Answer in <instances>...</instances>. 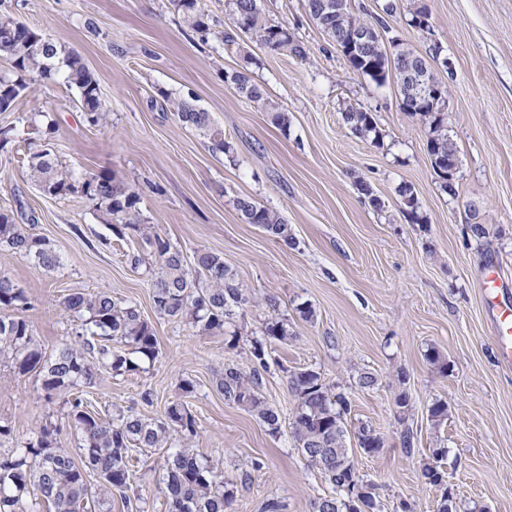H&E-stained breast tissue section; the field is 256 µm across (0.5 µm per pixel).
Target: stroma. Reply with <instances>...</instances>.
I'll use <instances>...</instances> for the list:
<instances>
[{
  "label": "stroma",
  "mask_w": 512,
  "mask_h": 512,
  "mask_svg": "<svg viewBox=\"0 0 512 512\" xmlns=\"http://www.w3.org/2000/svg\"><path fill=\"white\" fill-rule=\"evenodd\" d=\"M354 16L383 21L392 34L426 54L438 49L431 71L448 90V136L458 151L456 192L442 190L418 114L402 111L394 83L376 84L354 73L311 18L307 0H258L270 19L287 25L306 58L279 54L242 37L222 40L228 0H202L210 30L184 24L170 0H0L57 45L78 53L97 76L109 112L89 125L78 94L65 84H37L0 126L14 141L0 151V209L21 211L27 229L50 240L61 258L56 270L36 267L0 250V274L30 295L25 314L45 351L75 330L62 302L74 292H106L136 305L151 324L159 354L153 365L115 375L103 369L89 390L93 410L131 408L162 418L169 403L186 399L196 420L191 442L217 462L234 491L229 512H312L332 494L324 474L295 448L288 429L270 434L254 415L229 404L216 387L224 366L251 365V342L276 297L287 341L267 346L261 393L290 421L296 397L288 374L320 373L330 394L351 402L348 427H373L384 439L368 455L348 440L352 459L374 487L379 512H434L442 495L426 483L425 464L448 476L459 512H512V364L498 356V307L512 306V0H348ZM430 15L429 32L405 24L417 8ZM248 69L266 92L252 102L226 81ZM193 98L231 144L213 154L199 132L183 127L171 99ZM371 112L382 139L373 144L343 121L347 107ZM287 112L288 130L273 120ZM49 144L62 165L79 175L112 172L140 195L146 232L180 246L222 254L250 298L233 324L200 333L160 315L149 288V252L141 238L104 244L108 230L83 197L57 199L32 182L26 151ZM367 184L371 195L361 193ZM412 187L420 222L403 212L398 193ZM380 207H373L370 196ZM248 196L279 212L293 245L244 223L236 198ZM480 224L475 237L471 224ZM311 319H302L299 305ZM437 349L440 371L426 358ZM379 378L357 384L360 372ZM195 391L184 397L183 380ZM407 394L399 415L395 400ZM445 404L448 415L429 410ZM66 393L46 397L37 372L18 373L0 358V423L19 440L41 427L58 429L74 449ZM413 429V449L403 435ZM444 449L434 459L435 449ZM166 453L145 448L133 460L134 500L113 497L112 512H168L158 479Z\"/></svg>",
  "instance_id": "obj_1"
}]
</instances>
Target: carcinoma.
Segmentation results:
<instances>
[{"instance_id": "cac0c4a2", "label": "carcinoma", "mask_w": 512, "mask_h": 512, "mask_svg": "<svg viewBox=\"0 0 512 512\" xmlns=\"http://www.w3.org/2000/svg\"><path fill=\"white\" fill-rule=\"evenodd\" d=\"M184 23L195 31H208V16L200 0H171ZM310 16L336 45L345 44L351 29L366 23L355 18L347 0H307ZM243 33L275 52L305 56L288 26L267 18L257 0H231L230 26L224 41L232 43ZM412 60L397 59L388 53L384 41L346 55L353 72L378 85L393 80L398 91L411 83V69L419 68L425 79L436 82L430 64L414 49ZM6 54L12 69L0 74V112L13 108L36 81L54 82L61 78L79 95L86 122L98 125L105 117L95 75L73 51L58 47L50 38L0 11V54ZM240 94L250 101L263 99L262 89L248 70L226 76ZM447 97L425 105L419 116L427 125V148L434 170L443 179L442 188L455 193L448 183V170L456 166L454 143L444 126ZM176 118L185 128L199 132L214 153L227 154L230 145L224 130L216 126L209 112L192 98L173 102ZM344 120L354 134L364 139L380 138L371 113L357 108L344 112ZM30 176L40 190L64 199L79 194L93 203L103 223L118 239L140 232L137 224L139 198L112 174H93L83 179L62 170L52 151L42 145L28 147ZM242 220L255 224L269 236L286 244L292 242L288 224L276 211L250 199L236 200ZM153 247L154 269L150 288L155 309L173 319H183L201 332L221 331L231 320L234 309L248 302L245 290L224 258L210 250L194 252L187 261L178 248L156 234L148 239ZM5 248L54 270L59 257L50 242L25 231L18 216L0 209V249ZM0 307L18 312L32 307L26 291L11 278L0 275ZM63 309L78 320L74 335L52 353L36 339L32 325L22 317H0V357L11 359L21 373L39 371L47 395L65 391L71 396L69 417L79 438V453L59 445L57 429L45 425L39 436L19 442L8 453L0 454V512H19L22 494L28 485L39 490L44 503L54 512H84L94 501L111 512L112 494L124 495L134 482L131 453L138 448H165L167 456L160 482L168 491L169 512H227L233 492L214 469L198 460V454L173 439V434H196V421L183 401H173L160 419H145L129 409L117 408L105 417L91 409L88 388L95 384L97 371L112 370L117 375L142 369L158 357L153 327L138 308L115 301L107 292L73 293ZM288 340L287 324L271 317L264 323L262 337L251 344V355L258 362L249 370L237 364L224 367L217 387L230 403L245 408L265 425L270 434L280 432V414L260 393L262 370L266 369L265 348L272 341ZM120 344L116 348L112 343ZM289 384L297 406L290 421V437L309 465L320 470L336 493L320 498L318 512H377L374 496L360 477L346 445V417L351 411L342 394L332 396L319 372L303 368L291 372ZM357 444L366 454L384 447L383 437L373 428L361 425Z\"/></svg>"}]
</instances>
